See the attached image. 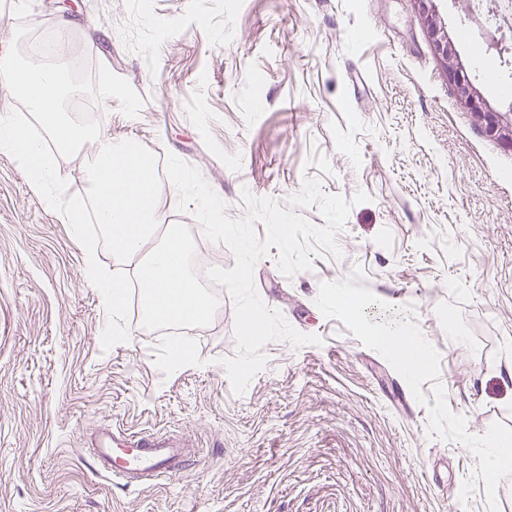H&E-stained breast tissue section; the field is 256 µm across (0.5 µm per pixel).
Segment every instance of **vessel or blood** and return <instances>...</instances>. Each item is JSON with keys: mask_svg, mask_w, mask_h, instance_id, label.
<instances>
[{"mask_svg": "<svg viewBox=\"0 0 512 512\" xmlns=\"http://www.w3.org/2000/svg\"><path fill=\"white\" fill-rule=\"evenodd\" d=\"M197 453L190 440L148 433L135 435L120 430L100 433L92 456L100 472L127 486L139 487L156 478L180 475Z\"/></svg>", "mask_w": 512, "mask_h": 512, "instance_id": "b4317fda", "label": "vessel or blood"}]
</instances>
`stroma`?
<instances>
[{
  "mask_svg": "<svg viewBox=\"0 0 512 512\" xmlns=\"http://www.w3.org/2000/svg\"><path fill=\"white\" fill-rule=\"evenodd\" d=\"M12 4L0 0V45L19 23L46 25L89 78L102 65L125 78L143 107L95 101L100 128L197 167L229 217L246 213L242 190L282 202L307 176L353 206L339 255L290 278L277 248L257 262L264 304L323 343L266 344L237 395L221 364L237 353L225 287L208 326L154 333L134 308L128 341L103 349L81 244L0 153V512H487L475 456L428 436L404 378L314 303L320 282L361 269L379 299L370 320L411 318L439 352L423 393L442 386L470 434L512 428V146L460 103L413 0H33L22 22ZM432 8L487 110L511 122L466 0ZM360 191L369 201L354 203ZM178 201L163 198L169 223L234 267ZM175 347L195 364L173 367ZM104 425L188 436L204 456L118 487L84 449Z\"/></svg>",
  "mask_w": 512,
  "mask_h": 512,
  "instance_id": "obj_1",
  "label": "stroma"
}]
</instances>
